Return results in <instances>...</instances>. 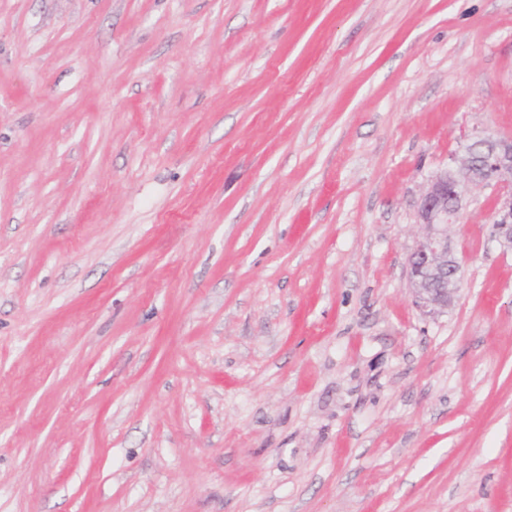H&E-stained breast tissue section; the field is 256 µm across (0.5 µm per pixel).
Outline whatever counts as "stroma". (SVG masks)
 <instances>
[{
  "label": "stroma",
  "mask_w": 512,
  "mask_h": 512,
  "mask_svg": "<svg viewBox=\"0 0 512 512\" xmlns=\"http://www.w3.org/2000/svg\"><path fill=\"white\" fill-rule=\"evenodd\" d=\"M512 0H0V512H512L495 189L407 259Z\"/></svg>",
  "instance_id": "1"
}]
</instances>
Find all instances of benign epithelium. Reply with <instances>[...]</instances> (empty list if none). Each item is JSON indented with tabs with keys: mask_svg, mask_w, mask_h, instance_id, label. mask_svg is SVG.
Returning <instances> with one entry per match:
<instances>
[{
	"mask_svg": "<svg viewBox=\"0 0 512 512\" xmlns=\"http://www.w3.org/2000/svg\"><path fill=\"white\" fill-rule=\"evenodd\" d=\"M456 167L437 172L421 197L418 224L424 234L408 257V282L414 304L431 314L448 309L460 291L461 264L448 240V225L460 217L469 186L497 190L492 211L493 237L512 250V137L463 136Z\"/></svg>",
	"mask_w": 512,
	"mask_h": 512,
	"instance_id": "7a95c632",
	"label": "benign epithelium"
}]
</instances>
